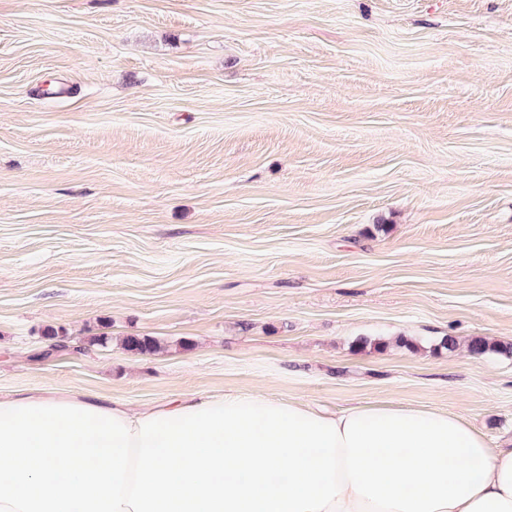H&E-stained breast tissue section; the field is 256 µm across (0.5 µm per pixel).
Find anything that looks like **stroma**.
Listing matches in <instances>:
<instances>
[{
	"label": "stroma",
	"instance_id": "35a3bbf8",
	"mask_svg": "<svg viewBox=\"0 0 512 512\" xmlns=\"http://www.w3.org/2000/svg\"><path fill=\"white\" fill-rule=\"evenodd\" d=\"M448 335L512 341V0H0V396L511 442L512 357ZM121 345L124 350L140 355L154 354L162 349L160 342L151 336H124Z\"/></svg>",
	"mask_w": 512,
	"mask_h": 512
}]
</instances>
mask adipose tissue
<instances>
[{
    "instance_id": "1",
    "label": "adipose tissue",
    "mask_w": 512,
    "mask_h": 512,
    "mask_svg": "<svg viewBox=\"0 0 512 512\" xmlns=\"http://www.w3.org/2000/svg\"><path fill=\"white\" fill-rule=\"evenodd\" d=\"M0 512H512V448L400 404L0 397Z\"/></svg>"
}]
</instances>
